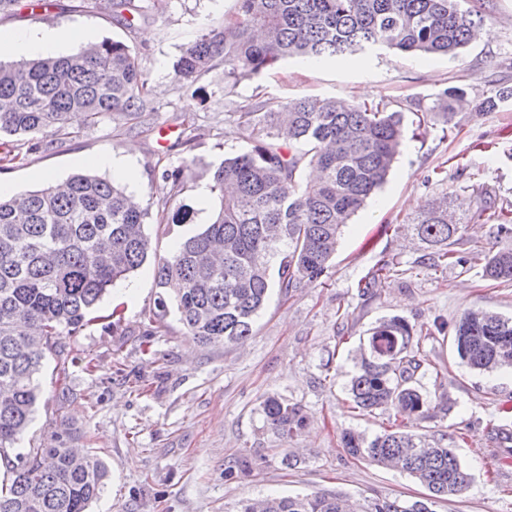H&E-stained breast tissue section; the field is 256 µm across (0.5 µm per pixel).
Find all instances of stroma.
<instances>
[{
  "mask_svg": "<svg viewBox=\"0 0 512 512\" xmlns=\"http://www.w3.org/2000/svg\"><path fill=\"white\" fill-rule=\"evenodd\" d=\"M76 0H21L16 16L0 19V32L37 28L82 30L87 39L124 41L149 80L152 109L139 116L111 114L90 125L77 119L49 151L24 139L0 146V181L13 193L35 190L89 171L90 157L109 152L128 158L127 192L150 212L186 211L183 224H147L148 260L117 282L99 304L100 321L67 337L76 357L66 371L47 359L41 398L23 447L47 443L67 424L79 448L103 460L108 477L90 512H237L248 498L335 491L354 500L408 502L427 489L397 470L349 455L342 431L373 437L388 415L349 407L350 352L384 318L410 324L444 323L422 340L421 383L435 402L414 431L456 437L455 452L470 474L459 496L435 512H512V466L498 459L512 447V372L480 373L461 363L454 326L469 309L512 316V282L484 279L480 267L428 269V252L409 219L442 195L465 215L485 192L495 206L512 207V103L490 112L481 100L500 83L512 86V0H493V21L483 39L451 59L376 50L318 63L288 59L259 75L233 80L215 66L189 85L174 64L208 20L233 12L235 0H167L164 15L128 27L102 13L75 11ZM391 108L464 87L469 105L451 122L419 125L407 115L408 137L385 183L341 235L330 267L318 282L283 294L272 291L252 336L240 344L202 346L189 336L175 307L159 312L158 262L175 245L210 223L217 199L210 191L224 158L250 146L237 121L248 104L300 96L365 102L368 86ZM182 171L170 194L165 170ZM397 262L404 274L373 291L358 282L378 262ZM441 377H434V369ZM278 396L300 409L303 426L290 438L270 431L263 400ZM296 459L285 468L282 459Z\"/></svg>",
  "mask_w": 512,
  "mask_h": 512,
  "instance_id": "1",
  "label": "stroma"
}]
</instances>
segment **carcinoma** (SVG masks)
<instances>
[{"label":"carcinoma","instance_id":"1","mask_svg":"<svg viewBox=\"0 0 512 512\" xmlns=\"http://www.w3.org/2000/svg\"><path fill=\"white\" fill-rule=\"evenodd\" d=\"M112 16L131 26L146 20L138 0H109ZM490 13L464 11L458 0H236L235 11L205 24L175 64L194 81L224 62L235 80L257 75L288 58L321 61L373 48L456 56L485 31ZM467 92L444 89L433 106L412 100L426 124L451 121ZM512 100L500 86L481 101L497 111ZM152 110L147 78L130 47L104 39L79 52L0 64V137L26 138L50 149L68 134L73 113L95 125L114 112ZM251 129L248 151L226 158L210 191L219 208L202 231L159 262L156 287L176 302L180 321L205 346L238 343L253 334L255 319L274 288L287 293L323 277L342 229L384 183L405 139L404 112L385 104L306 96L286 103L250 104L238 113ZM148 209L120 186L96 174H77L0 198V456L10 481L0 483V512H88L104 488L107 468L92 450L71 447V433L52 434L48 448H18L34 419L47 356L66 372L70 350L62 337L100 320L99 302L152 252L145 233ZM493 225L512 240V211L478 197L464 217L448 211V198L411 220L432 247L425 265L465 267L483 258L452 249L465 225ZM485 260L484 277L512 281V248ZM403 274L385 261L358 287L377 288ZM396 316L382 321L354 351L352 409L394 410L389 429L371 439L354 432L343 448L371 463L408 473L430 492L425 501L371 498L357 504L339 492L266 496L241 502L238 512H433L431 505L462 493L468 474L453 448L430 442L407 426L426 418L431 402L418 372L421 338ZM460 360L479 372L512 368V318L483 309L465 311L454 326ZM269 428L290 437L304 417L269 396L262 404Z\"/></svg>","mask_w":512,"mask_h":512}]
</instances>
